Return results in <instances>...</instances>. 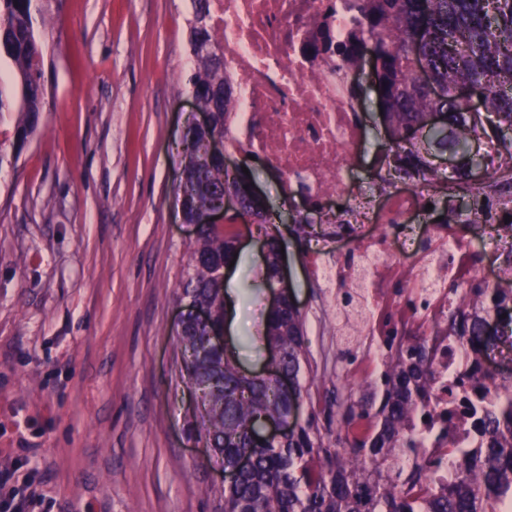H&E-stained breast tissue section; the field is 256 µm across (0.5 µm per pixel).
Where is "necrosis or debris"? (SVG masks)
<instances>
[{
	"instance_id": "1",
	"label": "necrosis or debris",
	"mask_w": 512,
	"mask_h": 512,
	"mask_svg": "<svg viewBox=\"0 0 512 512\" xmlns=\"http://www.w3.org/2000/svg\"><path fill=\"white\" fill-rule=\"evenodd\" d=\"M372 0H210L211 23L224 50V86L231 102L224 117V146L260 159L279 177L288 200L318 212L337 241L360 256L356 266L331 260L327 250L305 257L320 284L351 285L363 295L369 335H383L380 313L394 315L400 331L444 335L448 283L467 287L478 274L470 264L475 246L494 249L489 233L466 222L437 224L426 204L432 188L412 176L377 192L386 170L360 178L367 110L357 87L374 68L368 51ZM359 50L352 62L350 50ZM429 239L434 254L424 253ZM400 282L425 291L428 309L404 308L392 293ZM473 362L464 346H440L429 415L417 420L423 454L440 435L460 447H480L482 437L467 408L472 391L457 383Z\"/></svg>"
}]
</instances>
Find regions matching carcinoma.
I'll list each match as a JSON object with an SVG mask.
<instances>
[{
	"mask_svg": "<svg viewBox=\"0 0 512 512\" xmlns=\"http://www.w3.org/2000/svg\"><path fill=\"white\" fill-rule=\"evenodd\" d=\"M208 0H194L189 46L196 60L190 92L211 114V126L188 127L183 141L186 180L178 198L197 223L183 296L211 309L201 322L187 316L175 330L186 384L203 392L204 411L191 431L205 441L224 467L244 454L250 469L219 489L224 512H505L512 503V375L473 373L471 382L488 396L480 407L482 448H451L457 474L435 481L436 459L410 462L415 453L414 417L436 380L433 354L425 336H414L407 352L388 355L379 367L380 383L336 401V412H320L313 399L304 317L288 297L269 308L262 328L251 337L257 350L277 348L292 391L271 378H249L237 354L206 348L211 333L224 327L225 303L214 273L240 258L232 225L210 224L207 210L235 191L252 219L267 213L249 195L248 176L224 167L218 143L224 140V52L208 23ZM379 70L377 90L389 135L394 172L414 170L442 183L441 197L429 203L442 224L461 218L483 223L495 198L512 205V0H377L369 14ZM41 50L34 35L32 0H0V60L16 68L17 83H0V115H22L14 139L24 147L38 129L44 89ZM478 86L481 107L457 100L448 89ZM440 115L430 126L427 116ZM497 142L507 161L493 166L472 146ZM450 152L460 160L450 174L432 158ZM484 175L477 180L472 168ZM466 201L460 207L458 200ZM264 265L251 270L256 287L276 288L282 240L266 235ZM448 338L467 344L480 358L495 350L499 333L512 325V289L480 282L448 287ZM295 417L294 428L275 444L254 434L264 417Z\"/></svg>",
	"mask_w": 512,
	"mask_h": 512,
	"instance_id": "cac0c4a2",
	"label": "carcinoma"
}]
</instances>
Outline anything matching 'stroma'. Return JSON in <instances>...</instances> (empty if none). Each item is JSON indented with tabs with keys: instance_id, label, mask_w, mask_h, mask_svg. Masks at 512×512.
I'll list each match as a JSON object with an SVG mask.
<instances>
[{
	"instance_id": "35a3bbf8",
	"label": "stroma",
	"mask_w": 512,
	"mask_h": 512,
	"mask_svg": "<svg viewBox=\"0 0 512 512\" xmlns=\"http://www.w3.org/2000/svg\"><path fill=\"white\" fill-rule=\"evenodd\" d=\"M43 126L15 151L0 115V506L27 512H222L220 461L190 432L174 322L194 225L176 202L179 143L201 121L189 79L191 0H33ZM276 224L244 227L227 281L228 331L258 327L245 294L266 234L280 235L320 406L369 356L357 321L304 262L278 177L236 157Z\"/></svg>"
}]
</instances>
